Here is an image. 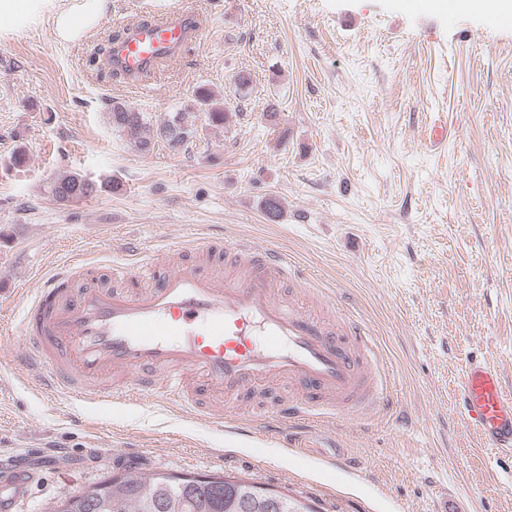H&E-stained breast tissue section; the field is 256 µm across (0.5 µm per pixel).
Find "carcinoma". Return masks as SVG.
I'll use <instances>...</instances> for the list:
<instances>
[{
	"label": "carcinoma",
	"mask_w": 512,
	"mask_h": 512,
	"mask_svg": "<svg viewBox=\"0 0 512 512\" xmlns=\"http://www.w3.org/2000/svg\"><path fill=\"white\" fill-rule=\"evenodd\" d=\"M234 96L253 91L250 74L240 72L232 82ZM226 98L206 85L196 87L185 111L199 112L205 124L222 127L226 120ZM112 126L140 154H148L159 143L178 150L193 141L198 130L182 118L174 117L156 127L146 113L125 103L115 102ZM98 186L79 173L56 179L51 193L60 202L91 196ZM51 512H312V509L278 490L260 487L248 480L213 474L201 481L192 474L154 473L142 476L129 471L111 475L92 487L56 503Z\"/></svg>",
	"instance_id": "cac0c4a2"
}]
</instances>
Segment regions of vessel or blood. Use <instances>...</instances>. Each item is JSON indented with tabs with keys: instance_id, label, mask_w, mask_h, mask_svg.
Instances as JSON below:
<instances>
[{
	"instance_id": "b4317fda",
	"label": "vessel or blood",
	"mask_w": 512,
	"mask_h": 512,
	"mask_svg": "<svg viewBox=\"0 0 512 512\" xmlns=\"http://www.w3.org/2000/svg\"><path fill=\"white\" fill-rule=\"evenodd\" d=\"M204 27L176 8L127 24L110 66L136 76L176 58ZM194 262L168 266L157 253L121 243L113 273L124 288L90 280L73 287L65 265L43 278L11 333L22 346L10 357L45 393L79 407L153 395L186 415L237 429L236 411L256 392L288 383L276 402L282 426L311 418L368 421L393 406L392 382L369 329L302 310L279 284L293 266L287 253L246 240L199 238ZM229 257L223 276L213 261ZM462 420L482 446L512 454V393L486 361L467 363L457 392ZM35 478L27 459L0 461V484L22 490Z\"/></svg>"
}]
</instances>
